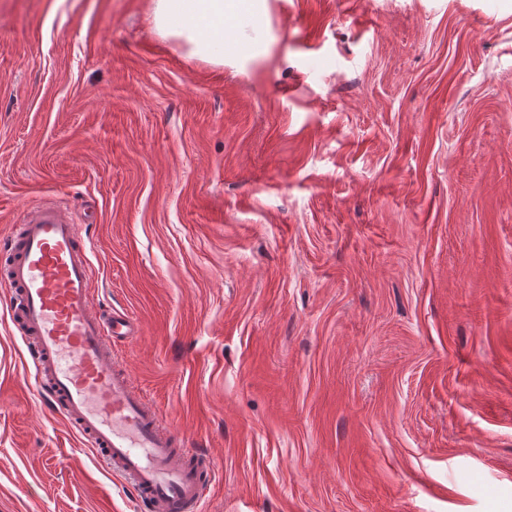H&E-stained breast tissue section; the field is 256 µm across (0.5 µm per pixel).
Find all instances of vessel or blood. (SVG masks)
<instances>
[{"instance_id":"b4317fda","label":"vessel or blood","mask_w":512,"mask_h":512,"mask_svg":"<svg viewBox=\"0 0 512 512\" xmlns=\"http://www.w3.org/2000/svg\"><path fill=\"white\" fill-rule=\"evenodd\" d=\"M11 319L30 344L38 390L109 471L134 490L141 512H198L214 470L112 363V344L138 334L127 316L92 306L93 276L81 217L58 200L25 211L0 241Z\"/></svg>"}]
</instances>
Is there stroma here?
Returning <instances> with one entry per match:
<instances>
[{
  "label": "stroma",
  "mask_w": 512,
  "mask_h": 512,
  "mask_svg": "<svg viewBox=\"0 0 512 512\" xmlns=\"http://www.w3.org/2000/svg\"><path fill=\"white\" fill-rule=\"evenodd\" d=\"M219 67L150 0H0V240L91 208L115 361L200 512H512V0H271ZM0 287V512H138Z\"/></svg>",
  "instance_id": "1"
}]
</instances>
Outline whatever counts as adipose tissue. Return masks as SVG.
<instances>
[{
  "instance_id": "ef3b65f1",
  "label": "adipose tissue",
  "mask_w": 512,
  "mask_h": 512,
  "mask_svg": "<svg viewBox=\"0 0 512 512\" xmlns=\"http://www.w3.org/2000/svg\"><path fill=\"white\" fill-rule=\"evenodd\" d=\"M269 0H151L156 28L163 37L183 42L191 56L224 65L225 45L251 38L252 59L268 54L271 44L255 19L269 11Z\"/></svg>"
}]
</instances>
